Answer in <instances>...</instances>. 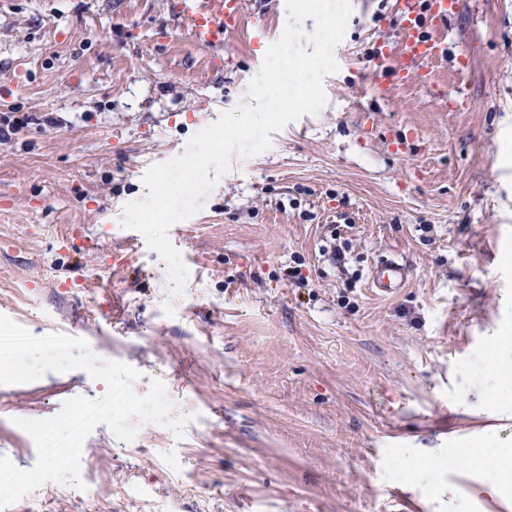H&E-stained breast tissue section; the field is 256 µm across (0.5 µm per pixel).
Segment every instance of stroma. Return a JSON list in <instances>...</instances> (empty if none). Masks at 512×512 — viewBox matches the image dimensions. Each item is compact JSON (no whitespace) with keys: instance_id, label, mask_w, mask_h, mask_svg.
<instances>
[{"instance_id":"stroma-1","label":"stroma","mask_w":512,"mask_h":512,"mask_svg":"<svg viewBox=\"0 0 512 512\" xmlns=\"http://www.w3.org/2000/svg\"><path fill=\"white\" fill-rule=\"evenodd\" d=\"M178 0H7L0 7V315L80 337L160 378L183 439L106 425L85 439L79 494L46 483L8 512H512V400L484 364L512 346V0H458L448 55L400 54L393 0H351L327 101L233 156L168 233L188 278L125 228L143 177L242 106L287 20L197 45ZM385 48L405 81L382 76ZM431 71L424 85L418 68ZM461 94L463 109H443ZM411 268L383 299L379 257ZM72 287H64V280ZM86 371L0 384V456L35 466L19 418L104 397Z\"/></svg>"}]
</instances>
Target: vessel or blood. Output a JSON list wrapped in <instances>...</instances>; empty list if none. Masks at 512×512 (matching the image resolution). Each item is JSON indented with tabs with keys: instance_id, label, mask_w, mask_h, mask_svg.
I'll return each instance as SVG.
<instances>
[{
	"instance_id": "1",
	"label": "vessel or blood",
	"mask_w": 512,
	"mask_h": 512,
	"mask_svg": "<svg viewBox=\"0 0 512 512\" xmlns=\"http://www.w3.org/2000/svg\"><path fill=\"white\" fill-rule=\"evenodd\" d=\"M458 0H395V17L400 26L404 58L413 63L444 57L446 38L429 37L430 27L447 24L457 9ZM178 14L194 42L206 48H220L224 35L241 18V0H179ZM410 267L402 259L378 260L369 273L371 290L389 297L405 287Z\"/></svg>"
}]
</instances>
